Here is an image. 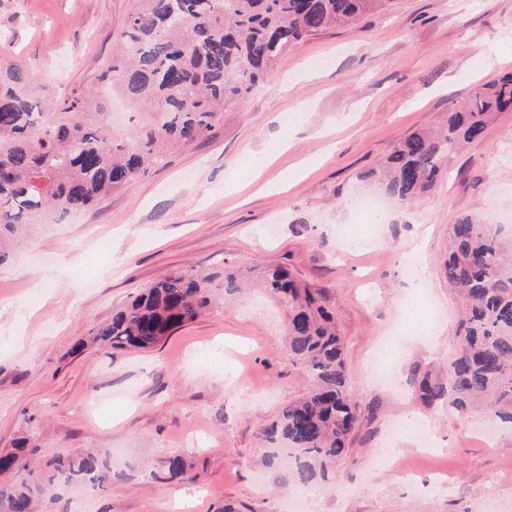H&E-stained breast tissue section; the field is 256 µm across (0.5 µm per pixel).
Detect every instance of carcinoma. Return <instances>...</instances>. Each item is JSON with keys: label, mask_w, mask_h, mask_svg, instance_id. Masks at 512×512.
<instances>
[{"label": "carcinoma", "mask_w": 512, "mask_h": 512, "mask_svg": "<svg viewBox=\"0 0 512 512\" xmlns=\"http://www.w3.org/2000/svg\"><path fill=\"white\" fill-rule=\"evenodd\" d=\"M391 0H136L117 33L120 51L106 69L122 71L119 91L144 119L133 140L108 137V113L87 112L75 96L53 120L34 99L29 74L0 66V264L12 255L19 229L89 208L112 191L134 184L167 163L170 150L209 138L235 102L262 82L292 45L325 28L357 23ZM512 112V73L476 86L463 105L436 128L397 142L368 177L384 195L409 207L448 175V162L483 139L488 125ZM448 286L464 304L448 379L414 380L427 404L442 402L466 415L481 406L512 422V258L503 227L464 215L449 228L443 261ZM261 283L288 315V355L306 370L310 389L285 406L263 438L294 451L292 476L302 485L336 474L359 421L360 401L350 391L343 341L325 293L280 266L264 269ZM244 274L224 269L222 279L189 270L140 290L112 312L72 354L91 344L148 351L195 321L219 294L235 295ZM38 446L25 438L0 453V512H34L38 496L58 484L106 490L125 480L107 453L56 456L42 465ZM192 466L169 456L151 473L160 482L193 479Z\"/></svg>", "instance_id": "cac0c4a2"}]
</instances>
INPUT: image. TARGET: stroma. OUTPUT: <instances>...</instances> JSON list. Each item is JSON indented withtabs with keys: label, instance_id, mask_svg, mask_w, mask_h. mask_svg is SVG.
I'll return each mask as SVG.
<instances>
[{
	"label": "stroma",
	"instance_id": "1",
	"mask_svg": "<svg viewBox=\"0 0 512 512\" xmlns=\"http://www.w3.org/2000/svg\"><path fill=\"white\" fill-rule=\"evenodd\" d=\"M133 0H0V65L18 63L56 102L91 94L114 111L103 73ZM512 71V0H393L352 27L289 49L226 108L216 134L172 154L93 208L33 227L0 265V451L34 437L41 457L110 451L126 482L58 485L36 512H285L294 488L268 465L262 429L307 389L285 353V318L254 288L218 303L156 348L73 343L140 288L184 270L288 267L324 289L363 406L316 512H512V426L456 417L410 384L445 378L459 307L440 271L463 214L512 224V112L451 162L439 188L391 206L378 226L351 208L394 143L432 125L471 90ZM440 318L404 344L401 298ZM400 344L395 389L371 384L372 349ZM396 459L371 463L394 423ZM426 434L437 454L418 453ZM183 455L194 479H147Z\"/></svg>",
	"mask_w": 512,
	"mask_h": 512
}]
</instances>
